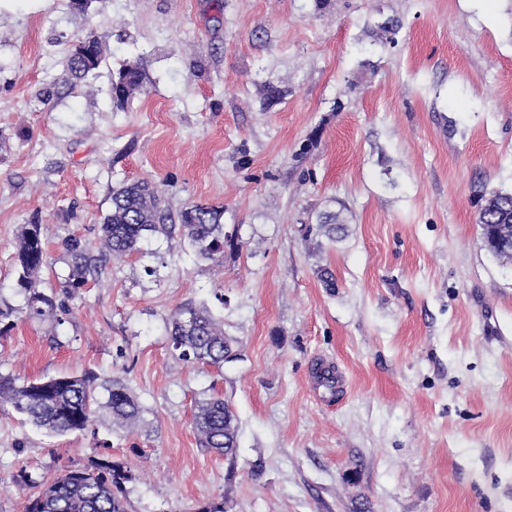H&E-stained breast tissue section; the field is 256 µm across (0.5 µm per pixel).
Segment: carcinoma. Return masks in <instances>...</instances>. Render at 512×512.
Segmentation results:
<instances>
[{
  "instance_id": "carcinoma-1",
  "label": "carcinoma",
  "mask_w": 512,
  "mask_h": 512,
  "mask_svg": "<svg viewBox=\"0 0 512 512\" xmlns=\"http://www.w3.org/2000/svg\"><path fill=\"white\" fill-rule=\"evenodd\" d=\"M82 47L95 53L96 61L87 65L80 50L71 45L66 51L65 83L74 88L96 73L104 60L102 42L89 32L78 39ZM143 68L138 61L126 63L119 81L112 84L113 107H127L134 91L142 86ZM224 211L206 204H193L183 209L178 221L162 205L157 191L146 181H136L116 190L112 209L101 224L102 242L99 255L92 254L81 240L65 243L74 278L69 282L74 296L87 285V271L111 255L128 256L139 245L158 234L167 237L180 232L188 240L195 255L214 260L224 252ZM485 247L494 256L508 259L512 252V193L495 191L485 199L478 211ZM50 264L40 224L26 225L18 238L16 253V285L26 299L25 313L30 319L53 316L64 304L39 290L40 272ZM170 341L173 350L185 361L219 366L231 351L230 339L224 336L223 323L216 321L205 308L191 302L180 306L172 320ZM95 378L75 375L31 381L16 385L10 379L0 380V402L12 404L34 426L51 433L64 434L84 430L93 422ZM108 393L106 408L112 419L133 424L140 418L141 407L128 393L119 378L104 386ZM194 426L201 444L219 454L229 455L236 448L234 414L224 399L211 397L198 406ZM129 479L120 465L100 462L94 469H65L56 474L37 495L29 497L26 512H126L122 499L123 484Z\"/></svg>"
}]
</instances>
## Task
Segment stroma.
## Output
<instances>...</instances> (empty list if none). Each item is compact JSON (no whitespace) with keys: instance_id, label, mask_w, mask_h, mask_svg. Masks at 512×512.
I'll list each match as a JSON object with an SVG mask.
<instances>
[{"instance_id":"obj_1","label":"stroma","mask_w":512,"mask_h":512,"mask_svg":"<svg viewBox=\"0 0 512 512\" xmlns=\"http://www.w3.org/2000/svg\"><path fill=\"white\" fill-rule=\"evenodd\" d=\"M90 30L106 60L68 89L65 48ZM137 59L143 88L115 109ZM138 179L172 214L223 209V258L160 236L67 297L65 241L98 249ZM484 191H512V0H0V377L117 376L142 409L52 434L0 405V512H25L14 476L101 459L130 475L127 512H512V264L484 246ZM28 224L68 306L42 320L16 286ZM187 302L223 320L221 367L172 349ZM321 363L346 378L329 401ZM213 395L228 456L194 428ZM143 68L139 61L126 63L119 72V81L112 84V103L118 110L127 107L134 91L142 86ZM198 439L205 448L224 455L236 448L234 414L223 398L211 397L198 406L194 417Z\"/></svg>"}]
</instances>
